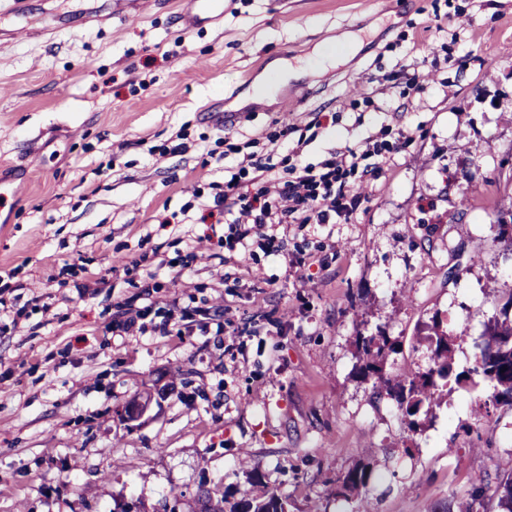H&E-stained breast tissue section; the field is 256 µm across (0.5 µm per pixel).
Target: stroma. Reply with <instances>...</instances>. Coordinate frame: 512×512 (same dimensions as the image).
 <instances>
[{
    "mask_svg": "<svg viewBox=\"0 0 512 512\" xmlns=\"http://www.w3.org/2000/svg\"><path fill=\"white\" fill-rule=\"evenodd\" d=\"M119 7L0 12V270L31 301L0 334V360L28 366L0 382V512H195L205 483L232 502L282 491L288 512H458L512 472V407L487 403L482 377L448 384L412 431L357 350L380 328L400 345L386 373L427 369L436 315L462 370L512 292V244L494 239L512 215V0H224L223 22L190 32L180 0L136 20ZM50 18L53 36L5 37ZM330 42L339 59L318 64ZM265 80L273 94L253 100ZM367 138L388 162L349 177L363 201L348 222L286 227L283 255L218 243L225 171L273 143L316 165ZM112 263L138 264L158 303L205 301L222 344L112 335L138 288H74ZM355 468L366 488L338 497Z\"/></svg>",
    "mask_w": 512,
    "mask_h": 512,
    "instance_id": "35a3bbf8",
    "label": "stroma"
}]
</instances>
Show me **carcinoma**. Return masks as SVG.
Segmentation results:
<instances>
[{"label":"carcinoma","mask_w":512,"mask_h":512,"mask_svg":"<svg viewBox=\"0 0 512 512\" xmlns=\"http://www.w3.org/2000/svg\"><path fill=\"white\" fill-rule=\"evenodd\" d=\"M430 334L426 340L432 347V365L423 371L404 375L387 376L383 373L382 355L385 350L396 351L395 343L385 333L361 336L363 364L361 373L372 380V388L384 389L400 404L409 419V428L417 430V415L421 409L431 410L443 400V386L439 381L454 377L461 384L477 375L492 387L490 401L512 407V291L502 307L500 316L484 323L483 345L475 353L472 366L460 372L454 370V344L448 334L440 330L438 317L427 325ZM366 487V473L353 470L340 481L339 494L345 496ZM497 502L501 512H512V476L504 479L490 475L474 486L470 501L460 507V512H479L490 502ZM288 497L277 490L262 487L250 491L229 512H288Z\"/></svg>","instance_id":"carcinoma-1"}]
</instances>
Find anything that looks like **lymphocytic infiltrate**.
Instances as JSON below:
<instances>
[{"instance_id": "1", "label": "lymphocytic infiltrate", "mask_w": 512, "mask_h": 512, "mask_svg": "<svg viewBox=\"0 0 512 512\" xmlns=\"http://www.w3.org/2000/svg\"><path fill=\"white\" fill-rule=\"evenodd\" d=\"M277 148L252 161V191L242 188L241 173L231 174L224 182V192L215 197L217 211L233 212L230 222L229 247L240 248L250 254L253 248L268 253L285 251L286 242L278 237L276 228L281 224H328L335 218L350 219L362 199L350 186L343 184V176L352 170H361L363 178H374L376 168H360L361 160L374 156L370 141H362L336 151L319 167L294 166L287 177L276 171ZM144 311H126L123 320L112 325V332L122 336H141L154 331L161 336L180 333V323L189 319L188 308L168 312L154 327H146Z\"/></svg>"}]
</instances>
